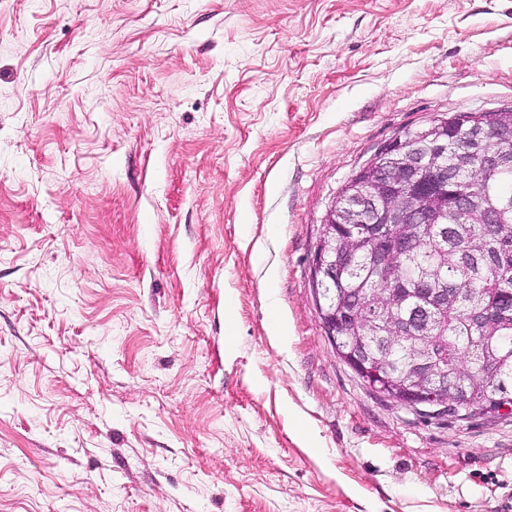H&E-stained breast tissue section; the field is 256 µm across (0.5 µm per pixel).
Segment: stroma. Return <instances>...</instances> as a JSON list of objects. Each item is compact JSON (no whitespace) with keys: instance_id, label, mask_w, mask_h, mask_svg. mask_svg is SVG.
Listing matches in <instances>:
<instances>
[{"instance_id":"1","label":"stroma","mask_w":512,"mask_h":512,"mask_svg":"<svg viewBox=\"0 0 512 512\" xmlns=\"http://www.w3.org/2000/svg\"><path fill=\"white\" fill-rule=\"evenodd\" d=\"M510 107L512 0H0V512H500L512 411L375 394L309 280L382 146Z\"/></svg>"}]
</instances>
